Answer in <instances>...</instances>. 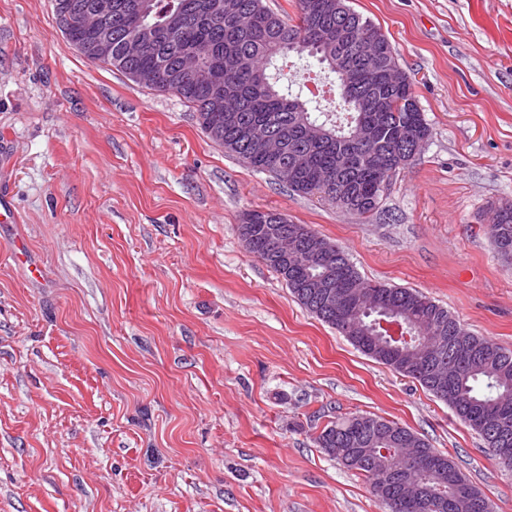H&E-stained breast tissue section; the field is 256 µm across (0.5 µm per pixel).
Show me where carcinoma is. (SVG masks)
Wrapping results in <instances>:
<instances>
[{
	"label": "carcinoma",
	"instance_id": "cac0c4a2",
	"mask_svg": "<svg viewBox=\"0 0 512 512\" xmlns=\"http://www.w3.org/2000/svg\"><path fill=\"white\" fill-rule=\"evenodd\" d=\"M143 24L155 30L154 40L144 48L142 55L127 56L123 41L136 28L123 14L112 19V62L110 66L128 77L165 68L167 73L179 72L182 59L193 54L199 69L206 74L200 79L185 75L176 88V95L197 112L202 129L215 142L237 155L252 169L276 176V170L256 156L255 143L237 138V129L225 128L223 135L214 133L217 113L212 111V90L224 84V90L238 99L240 112L237 124L265 133H291L296 127L311 121L325 124L327 143L311 156L310 176H319L326 169L349 184L356 209H351L333 195L325 198L337 207L357 216H366L380 207L373 201L377 182L384 179L378 160L387 152L391 142L399 136L428 137L430 126L417 103L407 107L404 101L415 98L411 84L386 87L379 99H372L360 81H355L349 96H340V111L330 115L314 112L311 100L301 93H292L278 86L277 76L269 73L279 59L295 53L308 56L318 64L336 72V15L322 20L319 27L309 25L320 0H295L296 14L290 17L266 8L263 0H222L223 14L213 13L214 0H139ZM344 24L354 32V41L346 48L347 56L355 54L356 40L365 27L374 23L351 9L345 10ZM231 57H242L247 67L235 74L223 70ZM398 63L395 49L387 37L381 39V49L372 65L380 70ZM372 119L385 129L383 139L365 146L358 142L356 131L361 122ZM271 219L259 225L253 244L248 251L272 269L285 283L299 304L322 322L337 329L365 355L389 366L396 372L418 381L433 395L438 390L426 374L413 363L418 351L427 348L429 337H448V370L457 401L452 409L460 422L475 431L489 448L498 447L491 430L480 424L482 417L492 416L499 408L512 413V350L493 340L468 333L459 320L422 293L409 288L390 287L372 283L362 275L339 246L329 243L330 262L335 268L354 278L358 283L375 290L374 299L383 306L381 311L366 313L351 308L341 321L331 317L318 289L309 288V279L322 273V269L303 268L295 273L271 255L266 239L278 221L288 217L270 213ZM487 233L500 258L512 264V212L500 213L497 221L488 225ZM393 314L400 319L399 338L391 343L401 346L399 364L383 357L384 347L375 342H364L365 335L376 336L384 332L380 321ZM328 456L339 459L336 449L355 451L366 448L370 454L358 464L344 466L363 474L371 492L387 512H432L428 506L415 511L393 507L381 497L379 488L393 490L403 474L405 460L400 449L410 441L422 437L396 422L367 415H352L329 421L315 437ZM467 481L451 458L442 461V468L427 471L415 477L425 497L450 504L454 501V479Z\"/></svg>",
	"mask_w": 512,
	"mask_h": 512
}]
</instances>
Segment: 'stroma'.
I'll return each instance as SVG.
<instances>
[{"mask_svg": "<svg viewBox=\"0 0 512 512\" xmlns=\"http://www.w3.org/2000/svg\"><path fill=\"white\" fill-rule=\"evenodd\" d=\"M391 41L431 135L361 221L253 171L182 99L69 46L52 0H0V512H383L315 442L380 416L494 512L512 470L248 253L247 212L342 248L512 349V0H347ZM511 205L505 204L500 206L497 211V221L493 224L488 225L487 233L490 241L496 250L500 258L508 263L512 264V208L510 213L506 211L510 210ZM506 212V213H500Z\"/></svg>", "mask_w": 512, "mask_h": 512, "instance_id": "1", "label": "stroma"}]
</instances>
